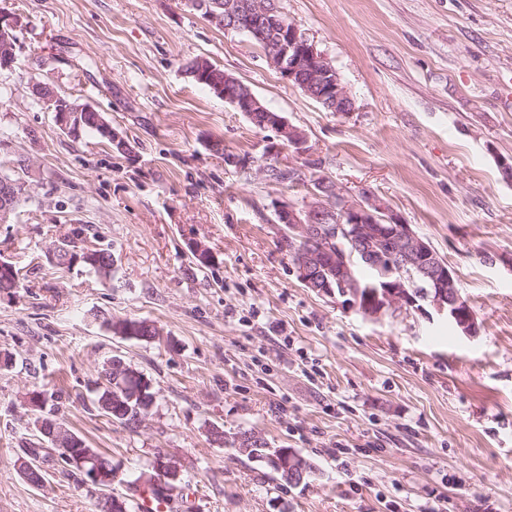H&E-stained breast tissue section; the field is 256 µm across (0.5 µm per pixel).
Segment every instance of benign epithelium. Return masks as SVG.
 Returning a JSON list of instances; mask_svg holds the SVG:
<instances>
[{"label": "benign epithelium", "mask_w": 512, "mask_h": 512, "mask_svg": "<svg viewBox=\"0 0 512 512\" xmlns=\"http://www.w3.org/2000/svg\"><path fill=\"white\" fill-rule=\"evenodd\" d=\"M207 16L224 29L245 31L254 41L268 47L266 58L270 65L305 94L322 104L333 105L338 112L347 114L354 110V102L338 72L304 33L278 17L273 0H224V11H210ZM22 20L19 13L0 10V65L6 69L16 59L15 31L22 26ZM32 91L46 111L54 113L60 128L72 136L80 134L81 115L95 111L89 103H72L57 94H47L40 85L33 86ZM219 96L251 120L255 119V113L265 111L255 94L240 88V81L227 73ZM262 129L274 131L277 141L268 146L267 164L260 171L270 181L284 171L299 176V169L279 163L278 154L286 147L299 155L305 153L304 131L282 117L264 121ZM311 178L316 191L299 203L277 205L278 223L288 225V236L297 239L334 231L345 237L353 249L332 258L320 251L306 253L295 265L297 278L303 285L331 294L333 286L319 277L320 271L327 263L335 262L336 286L343 287L353 278L355 259L360 258L379 270L381 279L369 302L362 305L349 300L344 302L347 308L376 319L389 310L421 311V302L425 301L438 315L453 321L465 335L479 334L476 314L456 288L455 272L429 242L404 223L399 213L369 189L353 199L335 182L315 172ZM415 274L428 284V289L418 296L411 295L405 285L406 277ZM63 452V458L81 471L85 483L112 486V471L99 467L89 455L73 454L68 448ZM260 461L285 472L294 484L302 483L309 474L305 459L289 449L278 448ZM152 468L154 474L128 484L130 491L139 494L145 488H152L172 497L183 492L181 468L173 458L160 453Z\"/></svg>", "instance_id": "obj_1"}]
</instances>
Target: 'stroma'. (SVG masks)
Segmentation results:
<instances>
[{
    "instance_id": "35a3bbf8",
    "label": "stroma",
    "mask_w": 512,
    "mask_h": 512,
    "mask_svg": "<svg viewBox=\"0 0 512 512\" xmlns=\"http://www.w3.org/2000/svg\"><path fill=\"white\" fill-rule=\"evenodd\" d=\"M338 72L355 112H330L271 67L260 45L186 0H0L23 16L0 71V172L31 164L35 193L0 226L20 270L0 294V512H93L96 495L59 456L42 488L20 475L35 432L28 392L54 391L66 426L125 483L157 453L182 468L170 512H512V0H277ZM204 58L302 129L282 164L350 196L369 189L456 272L480 333L417 312L367 319L305 288L276 184L224 153L262 157L255 128L186 74ZM93 104L131 146L73 137L34 104V83ZM73 239L110 248L114 278L57 266ZM201 242L213 265L198 269ZM145 319L149 341L104 321ZM121 357L155 396L129 430L94 402L101 366ZM261 434L309 459L290 486L208 429Z\"/></svg>"
}]
</instances>
